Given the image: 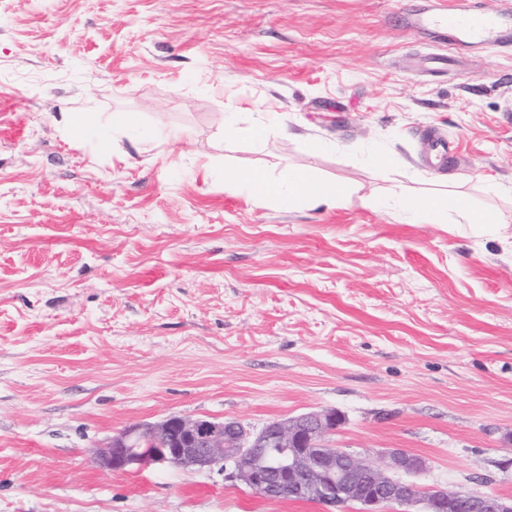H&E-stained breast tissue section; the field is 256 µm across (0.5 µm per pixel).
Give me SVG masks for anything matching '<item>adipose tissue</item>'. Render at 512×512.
<instances>
[{"mask_svg":"<svg viewBox=\"0 0 512 512\" xmlns=\"http://www.w3.org/2000/svg\"><path fill=\"white\" fill-rule=\"evenodd\" d=\"M224 187L230 191L244 189L263 199L288 207L304 201L314 206L331 208L349 202L351 198V191L345 185L326 186L305 172L297 170L276 178L268 177L257 170L236 172L225 177ZM397 206L411 223H438L443 211L450 209L466 218L468 223H479L482 233L495 235L499 232L498 223L477 221L468 201L462 197L449 199L448 203L443 204L426 196H418L399 200Z\"/></svg>","mask_w":512,"mask_h":512,"instance_id":"obj_1","label":"adipose tissue"}]
</instances>
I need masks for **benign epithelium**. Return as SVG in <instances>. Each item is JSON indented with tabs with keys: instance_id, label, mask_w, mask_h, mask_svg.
<instances>
[{
	"instance_id": "benign-epithelium-1",
	"label": "benign epithelium",
	"mask_w": 512,
	"mask_h": 512,
	"mask_svg": "<svg viewBox=\"0 0 512 512\" xmlns=\"http://www.w3.org/2000/svg\"><path fill=\"white\" fill-rule=\"evenodd\" d=\"M342 423L335 411H311L254 432L238 420L174 415L122 430L93 456L99 467L113 472L155 466L228 469V478L265 498L299 497L338 512L348 503L361 505L362 512L417 503L424 512H512V499L497 493L439 490L403 479L426 466L405 451H392L377 464L324 444ZM271 446L281 449L273 459L267 457Z\"/></svg>"
}]
</instances>
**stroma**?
<instances>
[{"instance_id": "35a3bbf8", "label": "stroma", "mask_w": 512, "mask_h": 512, "mask_svg": "<svg viewBox=\"0 0 512 512\" xmlns=\"http://www.w3.org/2000/svg\"><path fill=\"white\" fill-rule=\"evenodd\" d=\"M407 4L450 0H0V512H325L92 458L172 415L312 410L419 484L512 496V49L428 73L447 47ZM249 169L354 196L225 190ZM419 195L505 226L371 205ZM224 188L229 191L245 189L264 200L288 207L299 201L313 206L336 207L349 202L352 194L345 185L325 186L297 170L288 171V176L276 178L257 170L236 172L224 177ZM448 210L456 211L465 218L469 224H480L481 227L479 230L484 234L496 235L499 233L500 224L476 218L474 214L471 213L468 201L463 197L448 199Z\"/></svg>"}]
</instances>
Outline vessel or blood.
I'll use <instances>...</instances> for the list:
<instances>
[{
	"label": "vessel or blood",
	"instance_id": "b4317fda",
	"mask_svg": "<svg viewBox=\"0 0 512 512\" xmlns=\"http://www.w3.org/2000/svg\"><path fill=\"white\" fill-rule=\"evenodd\" d=\"M410 22L436 34L460 56L482 48L512 47V0L491 14L482 12L477 0H461L460 7L447 12L412 14Z\"/></svg>",
	"mask_w": 512,
	"mask_h": 512
}]
</instances>
